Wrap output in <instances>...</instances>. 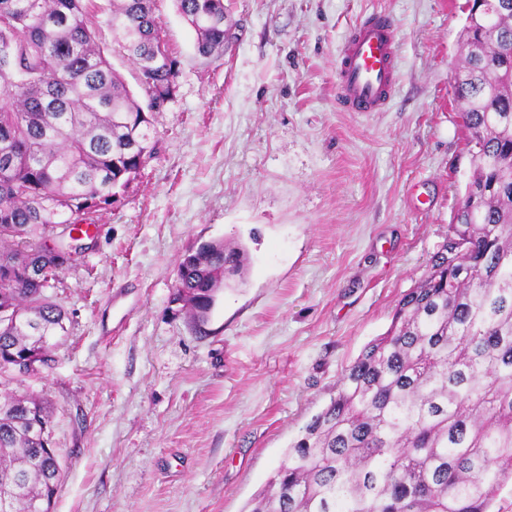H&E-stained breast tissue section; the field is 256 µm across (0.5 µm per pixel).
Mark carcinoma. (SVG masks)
<instances>
[{"label":"carcinoma","mask_w":512,"mask_h":512,"mask_svg":"<svg viewBox=\"0 0 512 512\" xmlns=\"http://www.w3.org/2000/svg\"><path fill=\"white\" fill-rule=\"evenodd\" d=\"M157 0H110L108 25L134 64L137 100L104 56L86 0H0V359L48 351L67 332L49 290L54 224L90 237L154 154V115L176 92L177 59ZM209 57L232 39L223 0H174ZM472 0L455 94L471 174L448 237L387 332L346 369L244 512H490L512 481V10ZM243 248L201 245L178 263L173 301L205 319L224 265ZM48 402L0 394V491L7 512L54 499L58 461L30 416Z\"/></svg>","instance_id":"1"}]
</instances>
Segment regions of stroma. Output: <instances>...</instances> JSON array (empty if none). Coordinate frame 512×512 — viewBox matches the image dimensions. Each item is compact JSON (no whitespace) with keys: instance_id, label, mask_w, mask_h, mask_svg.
<instances>
[{"instance_id":"1","label":"stroma","mask_w":512,"mask_h":512,"mask_svg":"<svg viewBox=\"0 0 512 512\" xmlns=\"http://www.w3.org/2000/svg\"><path fill=\"white\" fill-rule=\"evenodd\" d=\"M97 41L136 70L93 0ZM466 0H224L233 38L201 57L174 0L178 60L156 153L99 212L54 291L68 319L39 375L63 477L53 512H242L288 446L385 333L448 233L470 174L454 91ZM393 17L398 86L382 112L336 100L357 19ZM240 243L244 279L204 327L173 300L177 265Z\"/></svg>"}]
</instances>
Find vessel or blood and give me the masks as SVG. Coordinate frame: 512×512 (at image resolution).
Listing matches in <instances>:
<instances>
[{"mask_svg": "<svg viewBox=\"0 0 512 512\" xmlns=\"http://www.w3.org/2000/svg\"><path fill=\"white\" fill-rule=\"evenodd\" d=\"M397 37L392 18L366 14L345 37L338 54L337 99L348 112H381L397 84Z\"/></svg>", "mask_w": 512, "mask_h": 512, "instance_id": "vessel-or-blood-1", "label": "vessel or blood"}]
</instances>
